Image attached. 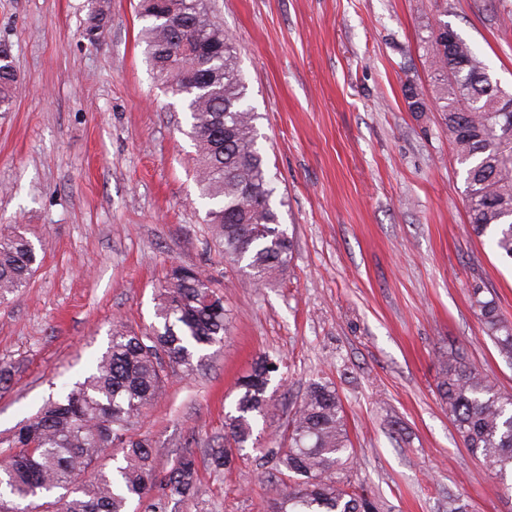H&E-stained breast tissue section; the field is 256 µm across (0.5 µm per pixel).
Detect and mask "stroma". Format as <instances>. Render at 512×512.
I'll return each instance as SVG.
<instances>
[{
	"label": "stroma",
	"mask_w": 512,
	"mask_h": 512,
	"mask_svg": "<svg viewBox=\"0 0 512 512\" xmlns=\"http://www.w3.org/2000/svg\"><path fill=\"white\" fill-rule=\"evenodd\" d=\"M137 0H111L109 35L83 36L87 0H0V43L20 75L0 109V228L20 225L44 258L0 303V441L54 385L82 379L113 320L140 329L176 266L218 283L230 317L193 375L169 377L135 426L158 468L197 456L200 493L169 512H269L272 464L217 472L224 415L258 355L280 359L258 447L279 441L310 379L333 381L355 449L354 476L381 512H512L459 441L435 383L437 353L460 349L504 393L512 366L470 307L481 286L512 320V265L469 235L464 180L434 94L427 40L447 21L512 93V0H216L237 48L281 224L285 274L244 285L211 239L179 97L144 54Z\"/></svg>",
	"instance_id": "1"
}]
</instances>
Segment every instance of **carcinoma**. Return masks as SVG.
Masks as SVG:
<instances>
[{"label": "carcinoma", "instance_id": "carcinoma-1", "mask_svg": "<svg viewBox=\"0 0 512 512\" xmlns=\"http://www.w3.org/2000/svg\"><path fill=\"white\" fill-rule=\"evenodd\" d=\"M84 38L103 43L110 0H90ZM145 55L166 85L206 67L209 90L184 92L200 195L208 200L207 224L224 258L249 286L265 285L283 273L293 238L272 205L266 159L258 146L259 116L246 103L247 85L232 39L216 19L212 0H139ZM443 23L428 40L435 96L428 101L406 89L408 108L441 113L459 163L466 165L465 207L470 234L489 240L500 259L512 262V112H494L506 95L490 77L476 50L454 35L453 64L439 47ZM195 43L190 54H174V39ZM18 82L8 47H0V105L11 103ZM40 260L20 227L0 231V301L22 291ZM472 288L471 305L482 332L512 365V322L493 297ZM159 324L140 332L121 320L109 329L108 346L93 372L63 386L37 415L5 440L0 456V512H128L130 501L151 499L149 512H166L171 500L195 498L199 468L191 453L179 456L165 474L157 470L150 440L131 433L141 411L162 394L168 374L190 375L196 355L221 345L228 332L224 295L196 267H174L161 284ZM280 364L258 356L236 386L234 406L224 420V447L211 453L221 470L256 444L253 426L272 407L270 386ZM436 390L462 445L481 458L512 496V395L505 394L464 353H438ZM288 446L264 450L288 477L275 487L273 512H379L371 493L352 476L355 452L342 400L333 382L318 379L287 421ZM119 458L111 469L97 466L107 448ZM96 468L94 480L75 484ZM63 493L56 494L57 490ZM26 503L21 508L18 502Z\"/></svg>", "mask_w": 512, "mask_h": 512}]
</instances>
